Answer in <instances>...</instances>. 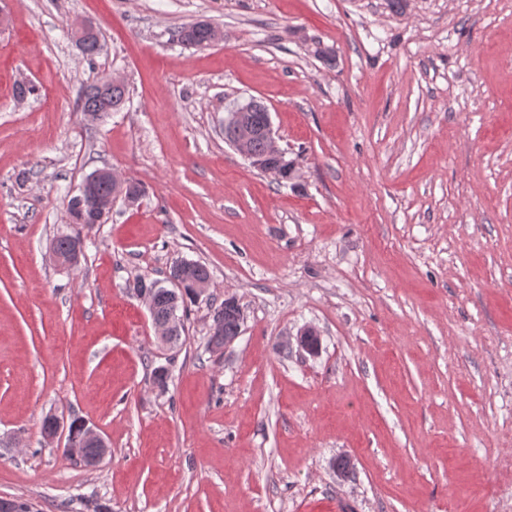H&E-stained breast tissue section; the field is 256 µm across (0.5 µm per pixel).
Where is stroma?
I'll use <instances>...</instances> for the list:
<instances>
[{"label":"stroma","mask_w":512,"mask_h":512,"mask_svg":"<svg viewBox=\"0 0 512 512\" xmlns=\"http://www.w3.org/2000/svg\"><path fill=\"white\" fill-rule=\"evenodd\" d=\"M198 21L223 41L179 44ZM103 77L129 99L92 121L77 100ZM252 99L295 184L225 141ZM104 166L144 195L70 223ZM182 260L210 282L166 346L132 288ZM228 297L244 321L217 351ZM308 326L318 352L282 347ZM49 415L108 456L47 440ZM0 498L512 512V0H0ZM93 443L97 446L95 448L93 445H87L84 448L85 444ZM66 449L73 454L82 455V448H84V455L82 456L85 460L86 458H93L98 454L99 455L92 459L91 464H97L100 460H102L109 452L108 445L104 438L96 431L94 427L88 426L87 423L84 422L82 428V434L80 437H77L74 432H71L70 426L68 430V442L66 445ZM99 448V449H98Z\"/></svg>","instance_id":"stroma-1"}]
</instances>
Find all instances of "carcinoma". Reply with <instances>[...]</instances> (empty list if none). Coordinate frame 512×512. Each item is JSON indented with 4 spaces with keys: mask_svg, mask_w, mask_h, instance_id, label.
I'll use <instances>...</instances> for the list:
<instances>
[{
    "mask_svg": "<svg viewBox=\"0 0 512 512\" xmlns=\"http://www.w3.org/2000/svg\"><path fill=\"white\" fill-rule=\"evenodd\" d=\"M212 26L207 23L198 22L189 28H180L177 38L182 43L190 46H204L212 42ZM127 102V89L123 85L109 86L106 80L102 79L87 86L78 102V107L85 115L92 119H98L108 112L120 111ZM68 210L77 224L99 223L100 210L88 205L82 209L78 208L75 200H70ZM78 238L70 235H61L53 242V252L56 255L65 256L74 251ZM178 280L182 288L168 289L159 284L157 280L140 277L135 285L145 288L148 292V307L153 323L163 328L169 322L173 312H179L177 322L171 327L169 340L177 343L181 338L184 327V318L187 316V302L197 298L196 283L207 282L210 279V272L206 265L194 261H182L174 264L169 269L168 280ZM241 309L236 301L229 298L224 300L214 312L212 336L210 342L224 343V337L236 336L240 332Z\"/></svg>",
    "mask_w": 512,
    "mask_h": 512,
    "instance_id": "obj_1",
    "label": "carcinoma"
}]
</instances>
